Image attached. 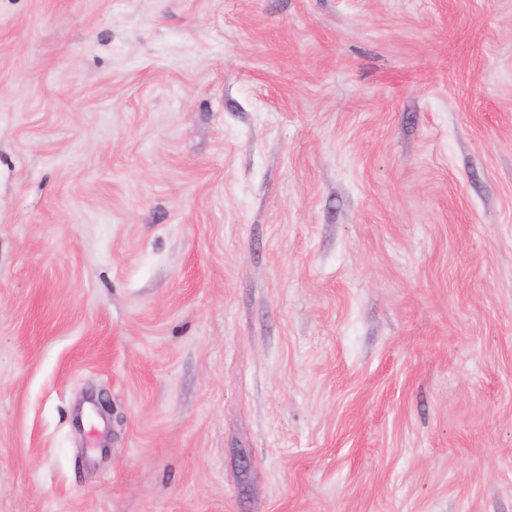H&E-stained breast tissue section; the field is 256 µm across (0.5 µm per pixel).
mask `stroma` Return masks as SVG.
<instances>
[{"label":"stroma","instance_id":"1","mask_svg":"<svg viewBox=\"0 0 512 512\" xmlns=\"http://www.w3.org/2000/svg\"><path fill=\"white\" fill-rule=\"evenodd\" d=\"M0 512H512V0H0Z\"/></svg>","mask_w":512,"mask_h":512}]
</instances>
